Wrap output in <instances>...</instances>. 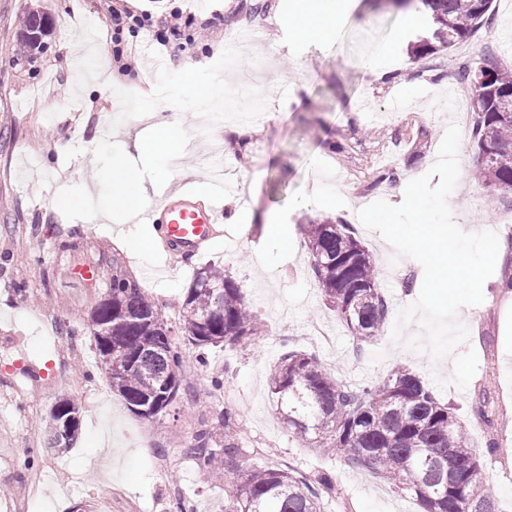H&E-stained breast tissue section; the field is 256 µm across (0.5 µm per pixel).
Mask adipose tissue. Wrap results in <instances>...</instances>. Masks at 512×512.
<instances>
[{"mask_svg":"<svg viewBox=\"0 0 512 512\" xmlns=\"http://www.w3.org/2000/svg\"><path fill=\"white\" fill-rule=\"evenodd\" d=\"M343 0H296L287 17H274L273 25L288 28L300 40L323 41L331 36L330 21L341 12ZM135 148L156 161L164 179H171L170 163L184 154L186 140L174 123L162 121L151 126L146 137L134 143ZM100 183L109 185L111 192L104 197L74 198L57 196L53 206L58 210L81 207L93 214H111L120 210L129 218H137L149 201L147 182L142 172L122 160L115 159L100 169Z\"/></svg>","mask_w":512,"mask_h":512,"instance_id":"1","label":"adipose tissue"}]
</instances>
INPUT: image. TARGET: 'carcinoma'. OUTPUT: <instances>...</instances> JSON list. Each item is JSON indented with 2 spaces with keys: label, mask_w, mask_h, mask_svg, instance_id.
<instances>
[{
  "label": "carcinoma",
  "mask_w": 512,
  "mask_h": 512,
  "mask_svg": "<svg viewBox=\"0 0 512 512\" xmlns=\"http://www.w3.org/2000/svg\"><path fill=\"white\" fill-rule=\"evenodd\" d=\"M417 1L430 13L432 36L414 53L434 55L471 38L488 25L491 0ZM472 92L475 172L500 197L512 200V72L490 58L459 70ZM310 265L321 295L355 338L375 341L387 324L388 302L379 288L376 259L339 221H308L301 227ZM181 333L192 345L245 347L263 333L234 278L218 266L200 268L182 303ZM92 329L101 366L111 350L126 353L128 367L106 373L127 407L142 419L174 408L184 378V361L173 341V328L132 278L112 275V304L94 308ZM269 389L286 428L307 448L371 468L393 489L412 496L421 512H498L496 496L482 477L480 461L453 409L411 369L398 365L380 385L353 388L335 378L312 355L288 350L269 374ZM66 414L51 411L46 429L54 446L72 447L80 423L59 437ZM224 439L203 425L187 451L204 473L224 477L231 487L224 512H323V498L336 494L325 474L295 469H243L235 413L221 416Z\"/></svg>",
  "instance_id": "1"
}]
</instances>
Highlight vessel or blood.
<instances>
[{
	"instance_id": "b4317fda",
	"label": "vessel or blood",
	"mask_w": 512,
	"mask_h": 512,
	"mask_svg": "<svg viewBox=\"0 0 512 512\" xmlns=\"http://www.w3.org/2000/svg\"><path fill=\"white\" fill-rule=\"evenodd\" d=\"M145 223L155 225L158 239L169 253L196 256L217 234L218 210L176 189L166 190L162 200L143 213Z\"/></svg>"
}]
</instances>
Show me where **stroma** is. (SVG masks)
I'll return each instance as SVG.
<instances>
[{"label":"stroma","instance_id":"obj_1","mask_svg":"<svg viewBox=\"0 0 512 512\" xmlns=\"http://www.w3.org/2000/svg\"><path fill=\"white\" fill-rule=\"evenodd\" d=\"M148 9L162 29L174 8L208 26L209 40L182 37L170 47L146 32L123 31L112 40L105 0H0V486L18 491L42 462H65L28 512H96L101 495L120 488L112 512H171L172 488L183 490L193 512H223V481L209 479L186 443L204 423L233 407L239 414L240 464L331 474L339 489L325 512H419L417 502L396 492L364 467L304 447L285 428L268 386V373L287 350L315 355L353 387L384 380L394 366L416 372L454 408L468 430L481 474L493 487L499 512H512V463L487 455L489 438L512 437V420L491 425L473 409L484 383V360L496 358V379L512 396V295L500 289L502 275L483 285L484 300L465 308L469 340L454 354L433 361L408 347L419 332L406 328L403 341L383 334L359 345L322 301L300 231L310 220L340 219L375 256L379 284L391 316L414 303L422 265L400 258L388 271L393 249L366 229L358 212L372 202L402 195L384 193L380 174L396 168L403 187L436 160L462 81L458 67L486 56L512 69V53L481 29L449 52L415 59L411 43L429 33V23L403 31V9L388 0H346L327 42L295 39L269 25L273 15L293 9L292 0H120ZM43 12L51 30L46 47L26 59L17 34L29 12ZM136 49L135 84L113 91L112 57L95 61L96 78L77 83L68 66L76 42ZM201 62L195 88L183 79L185 58ZM376 61L388 76L376 79L361 60ZM214 115L209 136H198V113ZM180 122L189 137L173 161L174 186L195 190L201 201L224 210L220 234L190 260H171L160 247L137 254L122 245L142 224L121 215L88 222L84 212L54 209L63 190L107 192L95 184L94 163H108L132 151L145 129L143 114ZM112 134H103L104 124ZM72 144L58 154V141ZM421 159H413V152ZM459 182L448 203L465 231L505 236L512 205L474 182V150L462 131ZM237 195L215 194L214 169ZM275 224L277 234L265 233ZM250 225L242 234V225ZM293 246L281 251V238ZM224 267L265 324L255 344L200 349L178 339L186 365V392L175 412L156 420L133 414L109 390L90 332L94 306L107 293L115 272L136 280L172 327L182 319L183 296L198 268ZM321 325L327 340L313 336ZM221 379L213 389V379ZM78 403L81 427L72 448L49 445L44 417L58 400Z\"/></svg>","mask_w":512,"mask_h":512}]
</instances>
